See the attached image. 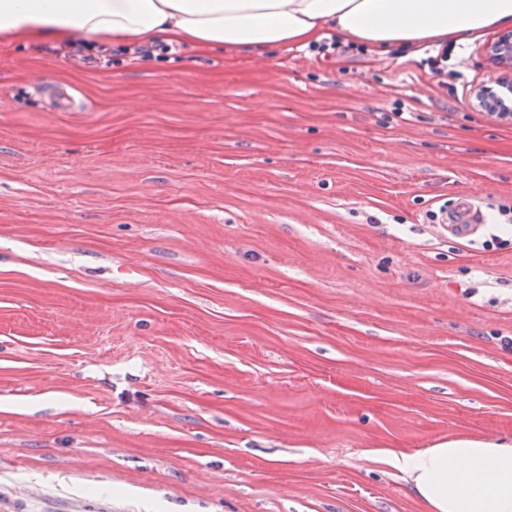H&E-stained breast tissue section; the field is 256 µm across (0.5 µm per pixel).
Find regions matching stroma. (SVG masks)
I'll use <instances>...</instances> for the list:
<instances>
[{
	"mask_svg": "<svg viewBox=\"0 0 512 512\" xmlns=\"http://www.w3.org/2000/svg\"><path fill=\"white\" fill-rule=\"evenodd\" d=\"M499 34L0 43V512H426L377 449L512 440ZM489 53L496 60L501 72L492 80L493 85H483L475 91L478 107L500 120L512 121V115L509 117L490 113L512 112V31L501 34L489 47ZM483 221L481 208L471 200H459L445 208L441 224H448V231L455 236L472 235Z\"/></svg>",
	"mask_w": 512,
	"mask_h": 512,
	"instance_id": "1",
	"label": "stroma"
}]
</instances>
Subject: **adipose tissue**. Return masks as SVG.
Returning a JSON list of instances; mask_svg holds the SVG:
<instances>
[{"mask_svg": "<svg viewBox=\"0 0 512 512\" xmlns=\"http://www.w3.org/2000/svg\"><path fill=\"white\" fill-rule=\"evenodd\" d=\"M509 26L512 0H0V41L77 36L89 49L163 37L260 55L329 28L354 46L413 52ZM381 454L428 512H512V440L459 436Z\"/></svg>", "mask_w": 512, "mask_h": 512, "instance_id": "1", "label": "adipose tissue"}]
</instances>
